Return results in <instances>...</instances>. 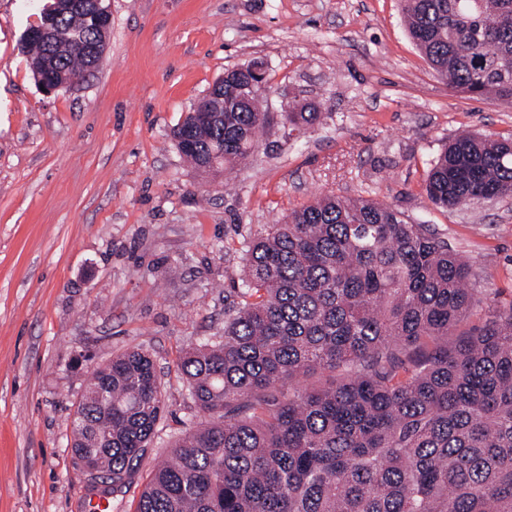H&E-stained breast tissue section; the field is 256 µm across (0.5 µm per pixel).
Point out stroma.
<instances>
[{
  "mask_svg": "<svg viewBox=\"0 0 512 512\" xmlns=\"http://www.w3.org/2000/svg\"><path fill=\"white\" fill-rule=\"evenodd\" d=\"M49 0H0V512H135L191 426L180 358L224 334L248 241L324 194L392 206L512 300V196L444 209L433 161L461 131L512 137V105L455 90L402 0H111L100 67L52 95L22 40ZM263 61L269 124L231 173L193 169L174 129L224 72ZM298 103L320 117L288 121ZM140 348L165 413L127 489L71 451L92 367Z\"/></svg>",
  "mask_w": 512,
  "mask_h": 512,
  "instance_id": "35a3bbf8",
  "label": "stroma"
}]
</instances>
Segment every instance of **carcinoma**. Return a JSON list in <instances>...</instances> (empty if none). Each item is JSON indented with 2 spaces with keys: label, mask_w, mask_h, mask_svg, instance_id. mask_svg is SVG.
<instances>
[{
  "label": "carcinoma",
  "mask_w": 512,
  "mask_h": 512,
  "mask_svg": "<svg viewBox=\"0 0 512 512\" xmlns=\"http://www.w3.org/2000/svg\"><path fill=\"white\" fill-rule=\"evenodd\" d=\"M403 12L451 87L512 104V0H404ZM57 28L54 69H88L70 36L98 40L91 20L66 14ZM318 118L288 114L297 127ZM266 124L261 96L227 101L183 156L204 171L237 162ZM506 189L512 139L473 133L425 186L442 208ZM244 261L223 339L180 361L204 421L175 439L136 512H512V303L470 287V265L431 225L329 195L251 241ZM316 370L325 385L288 389ZM164 407L143 349L90 371L71 433L92 481L129 483Z\"/></svg>",
  "instance_id": "cac0c4a2"
}]
</instances>
